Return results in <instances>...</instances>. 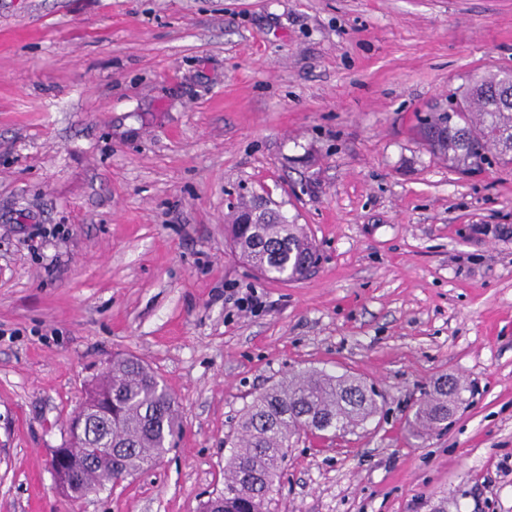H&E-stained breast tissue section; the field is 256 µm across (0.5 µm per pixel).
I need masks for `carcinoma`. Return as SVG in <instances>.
Here are the masks:
<instances>
[{
    "mask_svg": "<svg viewBox=\"0 0 512 512\" xmlns=\"http://www.w3.org/2000/svg\"><path fill=\"white\" fill-rule=\"evenodd\" d=\"M512 73L489 70L472 77L419 118L417 133L428 151L460 173L471 172L494 155L512 163ZM229 238L239 257L273 280H297L317 261L316 247L303 225L283 224L271 208L262 224H230ZM90 389L100 397L115 394L112 408L92 416L93 443L112 454L85 464L89 449H72L79 505L91 490L106 488L118 474L134 476L153 468L180 430L175 399L144 362L134 356L112 359V372ZM465 387L443 378L413 413V425L436 430L448 422V401H463ZM379 409L375 391L363 381L322 370L292 372L254 397L229 436L224 459V490L211 494L201 512H274V488L280 482L290 441L309 433L333 434L365 428Z\"/></svg>",
    "mask_w": 512,
    "mask_h": 512,
    "instance_id": "cac0c4a2",
    "label": "carcinoma"
}]
</instances>
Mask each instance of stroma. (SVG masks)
Wrapping results in <instances>:
<instances>
[{
    "instance_id": "stroma-1",
    "label": "stroma",
    "mask_w": 512,
    "mask_h": 512,
    "mask_svg": "<svg viewBox=\"0 0 512 512\" xmlns=\"http://www.w3.org/2000/svg\"><path fill=\"white\" fill-rule=\"evenodd\" d=\"M496 69L512 0H0V512H199L243 408L305 369L381 411L294 443L277 512H512V165L461 174L415 136ZM229 194L304 224L315 269L258 278ZM116 354L181 431L76 506L47 461ZM443 376L463 404L412 437Z\"/></svg>"
}]
</instances>
